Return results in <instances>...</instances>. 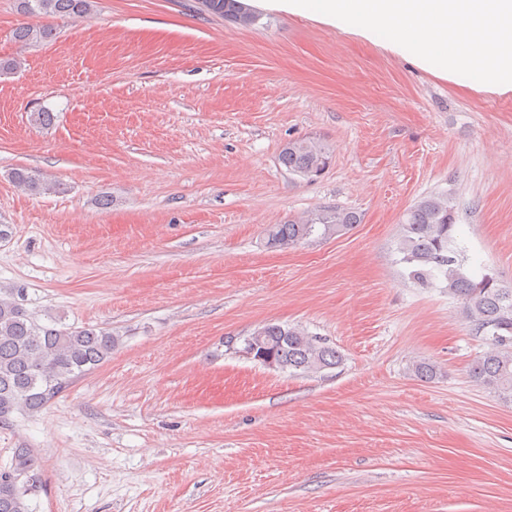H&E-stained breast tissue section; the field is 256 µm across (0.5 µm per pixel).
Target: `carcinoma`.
Masks as SVG:
<instances>
[{"label":"carcinoma","mask_w":512,"mask_h":512,"mask_svg":"<svg viewBox=\"0 0 512 512\" xmlns=\"http://www.w3.org/2000/svg\"><path fill=\"white\" fill-rule=\"evenodd\" d=\"M96 0H16L19 14L28 18L13 31L23 47L38 46L55 36V29L39 23L45 17L78 19L89 14ZM201 10L249 26L257 15L240 0H198ZM331 147L321 138L288 141L280 163L302 179L318 176L329 164ZM11 178L34 195L60 190L40 173L16 169ZM359 222L344 209L321 210L302 222L275 224L266 231V245L293 248L315 233L342 236ZM454 214L448 199L426 197L405 214L397 242L399 263L407 278L425 288L437 281L461 301L462 312L489 350L471 365L480 385L512 398V287L484 274L475 279L466 260L454 249ZM267 351L288 364V373H320L338 366L342 355L300 329L279 323L264 324ZM119 338L93 326L67 325L56 318L43 322L19 303L11 291H0V423L16 413L33 415L64 392L79 377L112 357ZM40 458L33 448H14L0 465V512H33L32 496L42 488Z\"/></svg>","instance_id":"carcinoma-1"}]
</instances>
